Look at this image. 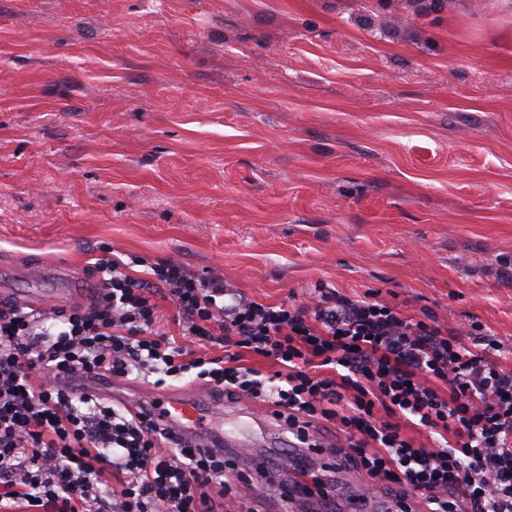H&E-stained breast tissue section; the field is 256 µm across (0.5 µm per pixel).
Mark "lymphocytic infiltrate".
I'll return each mask as SVG.
<instances>
[{
	"label": "lymphocytic infiltrate",
	"instance_id": "obj_1",
	"mask_svg": "<svg viewBox=\"0 0 512 512\" xmlns=\"http://www.w3.org/2000/svg\"><path fill=\"white\" fill-rule=\"evenodd\" d=\"M94 272L102 287L86 306L0 302V512H214L212 487L222 503L242 504L250 482L226 480L223 456L202 440L60 384L189 373L225 399L273 407L311 450L321 423H335L346 460L396 487L398 512H512V366L491 335L332 288L310 305L260 303L171 258H101ZM160 293L198 349L160 329ZM247 352L275 371L243 365ZM406 423L432 445L405 435ZM298 474L269 495L333 501L315 471Z\"/></svg>",
	"mask_w": 512,
	"mask_h": 512
}]
</instances>
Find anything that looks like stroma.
Wrapping results in <instances>:
<instances>
[{
    "mask_svg": "<svg viewBox=\"0 0 512 512\" xmlns=\"http://www.w3.org/2000/svg\"><path fill=\"white\" fill-rule=\"evenodd\" d=\"M110 253L267 303L375 292L512 346V0H0V278L87 304ZM121 385L210 400L232 477L254 452L292 479L254 401ZM320 432L336 504L311 512H386Z\"/></svg>",
    "mask_w": 512,
    "mask_h": 512,
    "instance_id": "35a3bbf8",
    "label": "stroma"
}]
</instances>
